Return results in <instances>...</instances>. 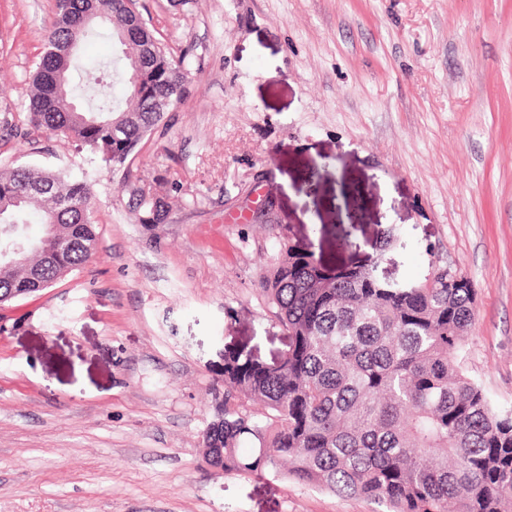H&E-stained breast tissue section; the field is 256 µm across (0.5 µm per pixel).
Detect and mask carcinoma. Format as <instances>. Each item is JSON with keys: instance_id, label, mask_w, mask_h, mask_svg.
Masks as SVG:
<instances>
[{"instance_id": "1", "label": "carcinoma", "mask_w": 512, "mask_h": 512, "mask_svg": "<svg viewBox=\"0 0 512 512\" xmlns=\"http://www.w3.org/2000/svg\"><path fill=\"white\" fill-rule=\"evenodd\" d=\"M107 24L121 47L125 99L110 98L93 74L84 106L70 88L80 44ZM143 16L123 0H55L45 45L62 55L63 77L35 70L25 126L75 144L121 168L137 145L187 99V55L175 59ZM152 46L155 76L131 80L132 57ZM91 189L80 179L17 166L0 171V251L35 240L23 264L0 261V294L50 288L82 268L98 244ZM161 224L166 204L143 206ZM55 230L36 237L28 216ZM396 242L387 233L376 260L328 265L292 242L262 277L267 311L287 331L288 353L259 365L242 352L224 358V396L201 435L205 462L226 474L292 478L377 512H512V409L496 410L457 357L474 320L476 290L441 273L426 247L433 281L406 288L379 279L374 265Z\"/></svg>"}]
</instances>
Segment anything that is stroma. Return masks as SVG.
Masks as SVG:
<instances>
[{
  "label": "stroma",
  "instance_id": "stroma-1",
  "mask_svg": "<svg viewBox=\"0 0 512 512\" xmlns=\"http://www.w3.org/2000/svg\"><path fill=\"white\" fill-rule=\"evenodd\" d=\"M138 6L191 84L127 181L52 135L11 136L55 0H0V169L82 178L99 230L83 268L0 307V512H371L222 474L199 436L228 352L288 351L260 289L281 243L365 264L391 227L378 277L423 281L441 245L477 289L463 366L512 406V0ZM119 55L98 28L74 82ZM134 184L169 198L166 223H140Z\"/></svg>",
  "mask_w": 512,
  "mask_h": 512
}]
</instances>
